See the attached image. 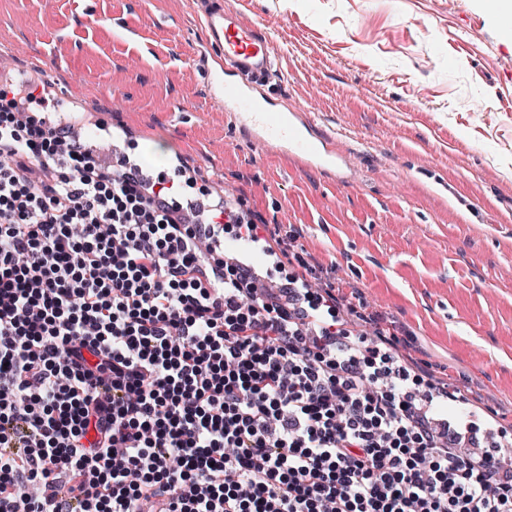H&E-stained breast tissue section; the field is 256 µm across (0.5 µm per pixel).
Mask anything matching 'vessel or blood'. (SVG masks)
Segmentation results:
<instances>
[{"label":"vessel or blood","instance_id":"vessel-or-blood-1","mask_svg":"<svg viewBox=\"0 0 512 512\" xmlns=\"http://www.w3.org/2000/svg\"><path fill=\"white\" fill-rule=\"evenodd\" d=\"M205 39L224 63L223 77L209 79L211 97L223 105L246 142L278 144L325 173L352 166V153L337 147L335 137L316 129L295 106L263 97L261 88L272 76L274 58L261 24L216 6L205 14Z\"/></svg>","mask_w":512,"mask_h":512}]
</instances>
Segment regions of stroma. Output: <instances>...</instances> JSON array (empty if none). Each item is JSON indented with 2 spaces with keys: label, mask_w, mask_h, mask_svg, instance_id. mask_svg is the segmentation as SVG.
Returning <instances> with one entry per match:
<instances>
[{
  "label": "stroma",
  "mask_w": 512,
  "mask_h": 512,
  "mask_svg": "<svg viewBox=\"0 0 512 512\" xmlns=\"http://www.w3.org/2000/svg\"><path fill=\"white\" fill-rule=\"evenodd\" d=\"M272 38L274 102L355 155L348 184L243 143L209 96L197 0H0V51L66 88L60 118L265 225L275 277L335 288L353 334L375 311L433 396L455 388L512 447V40L485 0H224Z\"/></svg>",
  "instance_id": "stroma-1"
}]
</instances>
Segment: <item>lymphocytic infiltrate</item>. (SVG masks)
<instances>
[{"instance_id": "f902f5d3", "label": "lymphocytic infiltrate", "mask_w": 512, "mask_h": 512, "mask_svg": "<svg viewBox=\"0 0 512 512\" xmlns=\"http://www.w3.org/2000/svg\"><path fill=\"white\" fill-rule=\"evenodd\" d=\"M52 106L0 86V512H512V457L446 445L335 295L204 269L259 225L198 232Z\"/></svg>"}]
</instances>
